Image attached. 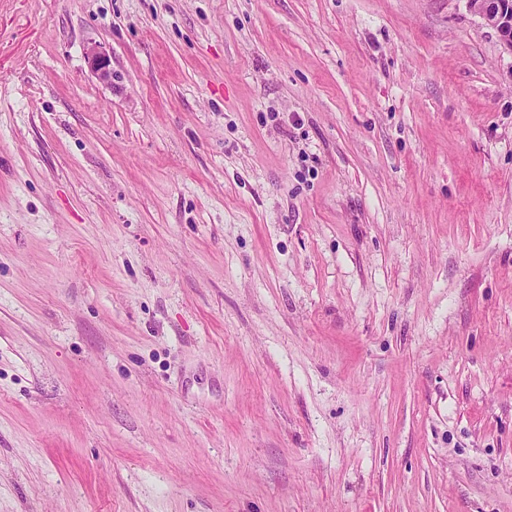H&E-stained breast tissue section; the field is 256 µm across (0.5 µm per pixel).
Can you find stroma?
I'll list each match as a JSON object with an SVG mask.
<instances>
[{
  "label": "stroma",
  "mask_w": 512,
  "mask_h": 512,
  "mask_svg": "<svg viewBox=\"0 0 512 512\" xmlns=\"http://www.w3.org/2000/svg\"><path fill=\"white\" fill-rule=\"evenodd\" d=\"M0 512H512L466 0H0Z\"/></svg>",
  "instance_id": "stroma-1"
}]
</instances>
